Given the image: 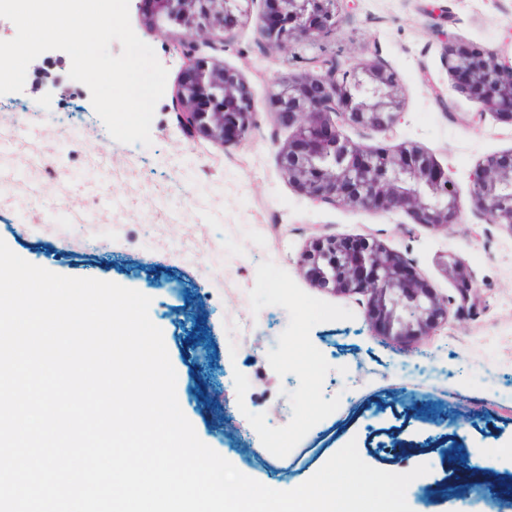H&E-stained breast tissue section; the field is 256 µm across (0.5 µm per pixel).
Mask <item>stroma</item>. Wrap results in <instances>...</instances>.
<instances>
[{
  "instance_id": "35a3bbf8",
  "label": "stroma",
  "mask_w": 512,
  "mask_h": 512,
  "mask_svg": "<svg viewBox=\"0 0 512 512\" xmlns=\"http://www.w3.org/2000/svg\"><path fill=\"white\" fill-rule=\"evenodd\" d=\"M246 9L230 43L197 51L249 86L257 125L246 140L221 148L183 134L172 101L185 63L174 48L181 30L150 25L130 9L133 31L168 71L151 146L115 141L105 155L72 136L53 140L35 126L1 121L0 239L53 273L149 296L183 413L200 440L243 474L291 490L353 441L379 470L429 466L406 493L412 512H512V497L481 489L512 482V229L487 223L470 201L476 165L512 150V127L491 112L471 122L476 106L451 90L444 65L450 39L512 60V0H338L340 22L317 48L265 44L259 0ZM321 53L344 63L374 55L394 72L404 107L393 134L345 125L341 135L367 146L411 141L448 167L461 216L447 230L415 223L405 211L316 203L289 183L279 151L291 131L269 107L272 82ZM70 66L33 60L20 100L90 110V92L69 78ZM38 164L55 171L69 204L39 195L30 175ZM317 231L375 239L447 296L456 290L443 260L455 253L480 302L464 312L449 306L417 350L387 346L370 329L366 295L317 288L299 270L297 258ZM80 232L83 251L55 248L56 239ZM184 245L192 258L175 259ZM321 355L323 368L315 364ZM395 435L405 452L394 453ZM285 442L293 452L284 461L273 449ZM489 448L497 451L492 463Z\"/></svg>"
}]
</instances>
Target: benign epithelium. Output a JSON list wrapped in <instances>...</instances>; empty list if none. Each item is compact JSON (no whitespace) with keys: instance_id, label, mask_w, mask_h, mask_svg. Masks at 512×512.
Listing matches in <instances>:
<instances>
[{"instance_id":"7a95c632","label":"benign epithelium","mask_w":512,"mask_h":512,"mask_svg":"<svg viewBox=\"0 0 512 512\" xmlns=\"http://www.w3.org/2000/svg\"><path fill=\"white\" fill-rule=\"evenodd\" d=\"M259 29L268 45H314L336 29V0H260ZM151 22L161 16L183 28L178 46L187 60L174 92L177 120L220 147L244 141L256 110L243 79L193 56L198 42L225 44L243 13L228 0H138ZM444 62L452 87L476 105L471 121L495 113L512 125V61L492 50L451 42ZM311 67L280 75L270 96L278 120L293 128L280 149L288 181L314 202L352 204L372 213L406 210L418 224L444 230L461 215L448 170L412 142L394 150L351 143L339 127L394 130L403 101L395 75L375 58L342 63L318 56ZM471 204L490 224L512 229V151L479 162L472 174ZM447 269L459 298L437 293L415 267L368 238L316 234L297 263L312 283L340 295L370 294L368 317L375 335L398 349H415L448 317V306L475 305L465 261L450 253Z\"/></svg>"}]
</instances>
